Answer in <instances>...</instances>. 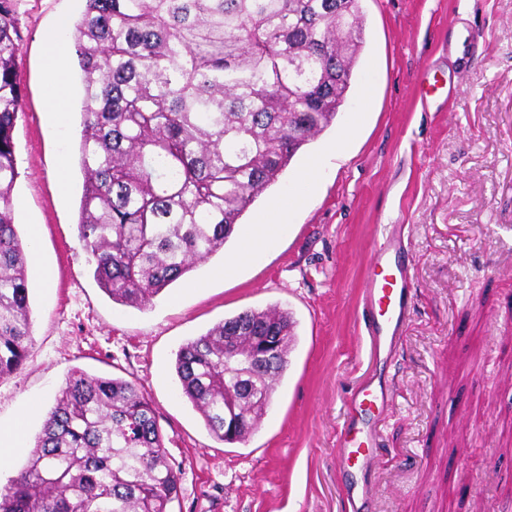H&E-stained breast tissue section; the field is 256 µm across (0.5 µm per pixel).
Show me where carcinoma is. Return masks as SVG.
<instances>
[{
	"instance_id": "obj_1",
	"label": "carcinoma",
	"mask_w": 512,
	"mask_h": 512,
	"mask_svg": "<svg viewBox=\"0 0 512 512\" xmlns=\"http://www.w3.org/2000/svg\"><path fill=\"white\" fill-rule=\"evenodd\" d=\"M360 0H85L79 236L112 301L141 308L224 247L299 149L335 120L364 44ZM15 0H0V380L32 349L29 247L12 208L22 108ZM272 335L276 355L239 361ZM290 313L249 309L176 354L183 395L244 441L288 365ZM180 478L151 401L75 369L0 512H169Z\"/></svg>"
}]
</instances>
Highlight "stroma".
Segmentation results:
<instances>
[{"instance_id":"stroma-1","label":"stroma","mask_w":512,"mask_h":512,"mask_svg":"<svg viewBox=\"0 0 512 512\" xmlns=\"http://www.w3.org/2000/svg\"><path fill=\"white\" fill-rule=\"evenodd\" d=\"M365 43L335 122L302 147L240 218L248 226L284 193L300 204L256 260L223 273L233 235L211 259L138 309L98 287L77 224L83 174L82 71L70 55V100L54 127L45 80L49 38L84 0H17L24 89L14 132L12 193L30 269L32 353L0 380V425L24 404L25 464L73 369L136 383L152 401L180 494L170 512H512V0H361ZM486 32L472 58L448 54V24ZM458 83L450 107H422V83ZM362 122L347 127L354 115ZM321 158L319 187L298 175ZM67 169V189L58 186ZM405 227L412 314L381 376L380 458L342 467L347 404L372 368L362 319L370 254L385 228ZM291 313L295 340L272 403L242 443H223L182 395L179 348L247 309Z\"/></svg>"}]
</instances>
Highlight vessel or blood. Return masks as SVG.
Wrapping results in <instances>:
<instances>
[{"label":"vessel or blood","instance_id":"vessel-or-blood-1","mask_svg":"<svg viewBox=\"0 0 512 512\" xmlns=\"http://www.w3.org/2000/svg\"><path fill=\"white\" fill-rule=\"evenodd\" d=\"M413 279L405 260L403 234L388 231L372 251L371 270L363 284L362 314L373 359L395 351L410 315ZM388 397L386 384L377 374L368 375L360 384L339 433L337 456L341 462L356 461L365 466L373 463L376 425L364 420L363 415Z\"/></svg>","mask_w":512,"mask_h":512}]
</instances>
